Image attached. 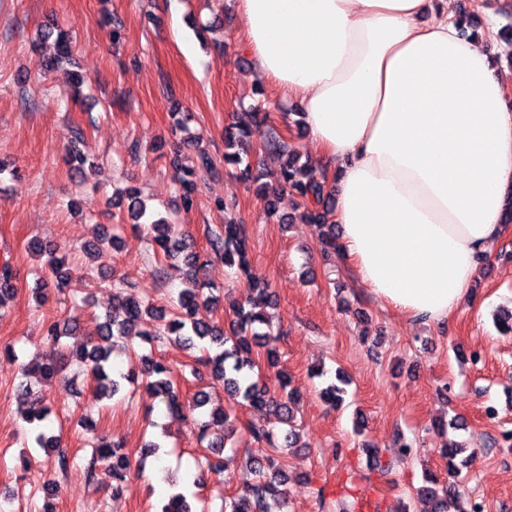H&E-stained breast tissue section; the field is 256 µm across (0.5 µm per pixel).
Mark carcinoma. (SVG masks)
I'll list each match as a JSON object with an SVG mask.
<instances>
[{
    "instance_id": "obj_1",
    "label": "carcinoma",
    "mask_w": 512,
    "mask_h": 512,
    "mask_svg": "<svg viewBox=\"0 0 512 512\" xmlns=\"http://www.w3.org/2000/svg\"><path fill=\"white\" fill-rule=\"evenodd\" d=\"M55 54L50 60V66H57L71 60L72 40L64 32H59L55 38ZM262 121H239L238 133H228L224 137V163L237 165L243 161L240 153L234 151L237 145H247L254 136L260 134ZM262 143L267 149L282 152L286 160L280 171L279 186L287 189L288 193L296 196L301 202L303 212L301 218L313 224L327 227V237L324 240V258L338 250L336 225L329 223L334 204L333 185L329 182L327 173L317 172L307 163H299V155L288 148V144L276 136L262 137ZM214 165L208 154L202 152L198 165L187 166L175 164L176 181L181 189V199L185 208L190 209L196 204L198 173L208 170ZM243 176L256 184L257 193L266 201L268 214H274L273 198L276 192L261 182V175L246 168ZM126 223L135 231H143L157 246L156 254L164 260H180L189 271L188 286L180 292L177 300L167 309L156 308L132 294L123 292L120 281L115 277H105L102 284L112 289L113 305L104 316L99 326V335L79 347L76 356L80 362L90 368L91 374L97 381L98 397L111 399L117 395L123 381H131V376L114 372L112 364L113 341L116 339L132 340L139 338L152 343L175 338L187 344L188 348L196 347V342L206 341L202 347L206 353V362L210 366L213 377L222 382L224 392L242 403L253 408H266L276 422L288 426V445L296 443L298 432L294 425L297 397L295 392L288 391L275 396L260 379L251 378V373L259 368V359H264L267 367L276 366L275 350L270 348L275 337L269 324V318L258 310L259 305L272 299L269 285L255 281L247 282L249 298L243 303H233L229 309L230 317L224 320V325L211 323L198 316L200 308L217 310L221 306V298L214 293V287L207 281L197 278V273L204 267L217 260L228 268H237L246 272L247 268V232L244 225L227 221L224 227L210 232L208 248L205 254L194 251V243L189 235L180 230L179 225L168 219L152 218L146 204L138 192L128 191ZM118 246V237L109 235L102 227L96 229L94 240L85 245L84 250L90 255H97L104 244ZM28 250L37 256H45L47 274L40 278V285L53 286L61 293L76 292L70 276L64 272L65 257L60 248L40 239H32ZM20 285V273L9 265L0 268V310L7 300L14 297ZM162 322L158 330L147 333L138 330L146 318ZM133 358L139 362L138 371L145 377V392L165 405L166 409L175 415H181L184 410L196 411L209 404L210 396L205 391L197 392L189 399L183 395L180 383L175 379L169 365L153 354L133 353ZM61 367V357L50 356L36 367L24 364L20 368L22 381L19 387L25 395L32 394L28 378L35 370L45 376L56 374ZM48 409L29 408L23 412L22 418L34 434L35 443L39 448L54 458L56 469L65 471L70 460L59 448V440L54 435H48L41 428V422L46 419ZM236 432L233 422L229 421L228 413L211 410L206 418L195 420L197 442L207 443L213 450V460L208 462L211 468L227 466L230 457L223 455L225 448H230L232 454H237L236 446L228 445ZM249 447L245 453L256 473L255 481L245 491L230 499L224 500V512H284L286 492L283 486L288 484L289 474L285 464L270 457L263 459L256 453L265 446L273 444V431L264 427L248 429ZM465 451V446L450 442L448 447L439 449L440 455L447 460L448 480L441 481L436 476H425L421 486L416 488V494L426 498L431 504V512H459L451 509V505L462 499L463 487L458 477L462 469L472 462L474 454H469L461 463H455L457 456ZM131 457L122 451L119 444L101 441L97 444L87 473L90 480L99 482V475L105 474L112 478L110 484L112 496L120 497L128 490L127 474L131 470ZM162 512H193V507L187 496L182 492L172 494L163 506Z\"/></svg>"
}]
</instances>
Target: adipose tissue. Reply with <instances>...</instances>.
Masks as SVG:
<instances>
[{
	"instance_id": "1",
	"label": "adipose tissue",
	"mask_w": 512,
	"mask_h": 512,
	"mask_svg": "<svg viewBox=\"0 0 512 512\" xmlns=\"http://www.w3.org/2000/svg\"><path fill=\"white\" fill-rule=\"evenodd\" d=\"M257 72L332 162L343 263L441 324L512 205V92L448 0H235Z\"/></svg>"
}]
</instances>
